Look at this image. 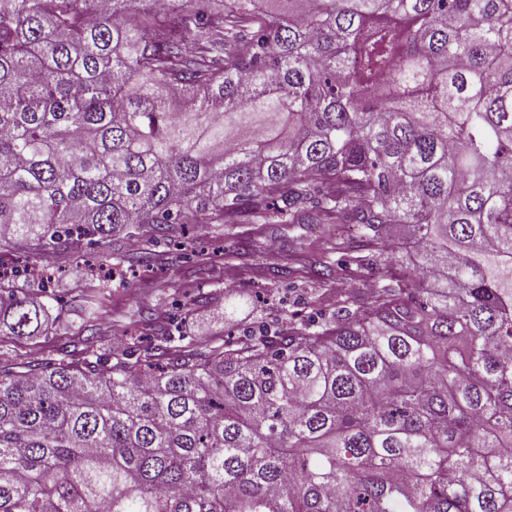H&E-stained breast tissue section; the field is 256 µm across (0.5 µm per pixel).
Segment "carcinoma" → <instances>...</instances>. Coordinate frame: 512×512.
Here are the masks:
<instances>
[{
  "label": "carcinoma",
  "mask_w": 512,
  "mask_h": 512,
  "mask_svg": "<svg viewBox=\"0 0 512 512\" xmlns=\"http://www.w3.org/2000/svg\"><path fill=\"white\" fill-rule=\"evenodd\" d=\"M159 2L0 0V250L410 237L322 322L0 354V512H512V0ZM47 316L0 277L1 333Z\"/></svg>",
  "instance_id": "cac0c4a2"
}]
</instances>
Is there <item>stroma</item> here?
Masks as SVG:
<instances>
[{"mask_svg": "<svg viewBox=\"0 0 512 512\" xmlns=\"http://www.w3.org/2000/svg\"><path fill=\"white\" fill-rule=\"evenodd\" d=\"M142 251L152 253L149 264L137 262ZM0 258L20 269H58L47 332L0 335V352L16 362L44 359L61 348L76 356L86 348L105 354L134 336L158 341L176 322L195 343L217 344L227 333L243 334L286 313L320 317L345 291L368 289L373 281L368 270L337 252L332 224H184L165 241L136 229L112 249L111 308L91 334L85 297L100 272L98 250L51 257L7 250Z\"/></svg>", "mask_w": 512, "mask_h": 512, "instance_id": "obj_1", "label": "stroma"}]
</instances>
